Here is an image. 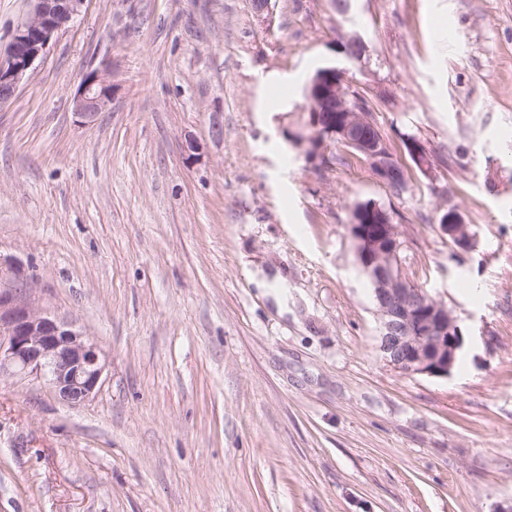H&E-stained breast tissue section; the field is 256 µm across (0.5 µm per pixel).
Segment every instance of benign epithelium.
Listing matches in <instances>:
<instances>
[{
  "instance_id": "7a95c632",
  "label": "benign epithelium",
  "mask_w": 512,
  "mask_h": 512,
  "mask_svg": "<svg viewBox=\"0 0 512 512\" xmlns=\"http://www.w3.org/2000/svg\"><path fill=\"white\" fill-rule=\"evenodd\" d=\"M27 18L17 26L7 50L0 53V106L10 102L50 42L81 12L85 0H29ZM350 60L367 52L363 37H342ZM345 72L331 65L317 68L304 94L310 103L307 158L318 155L326 141L340 140L363 154L374 174L389 183L406 174L389 142L376 133L371 113L350 101ZM112 99L108 67L87 71L73 98L75 112L91 122ZM442 229L459 252L475 247L458 210H445ZM356 262L373 287L379 350L385 362L403 374L448 376L461 356L464 338L453 312L417 288L400 257L401 232L384 205L356 204L349 224ZM26 278L21 266L0 259V382L34 376L46 381L62 401L78 405L94 397L102 385L105 361L97 343L76 323L21 297Z\"/></svg>"
}]
</instances>
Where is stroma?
Masks as SVG:
<instances>
[{
  "mask_svg": "<svg viewBox=\"0 0 512 512\" xmlns=\"http://www.w3.org/2000/svg\"><path fill=\"white\" fill-rule=\"evenodd\" d=\"M367 43L358 62L346 31ZM109 64L112 100H72ZM346 70L413 195L306 158ZM427 168L412 163L407 138ZM392 211L464 337L451 375L377 348L351 206ZM451 204L478 234L456 254ZM0 257L106 357L100 391L0 383V512H495L512 499V0H86L0 107ZM108 67L87 71L73 98L75 112L91 122L112 99V84L108 80Z\"/></svg>",
  "mask_w": 512,
  "mask_h": 512,
  "instance_id": "1",
  "label": "stroma"
}]
</instances>
